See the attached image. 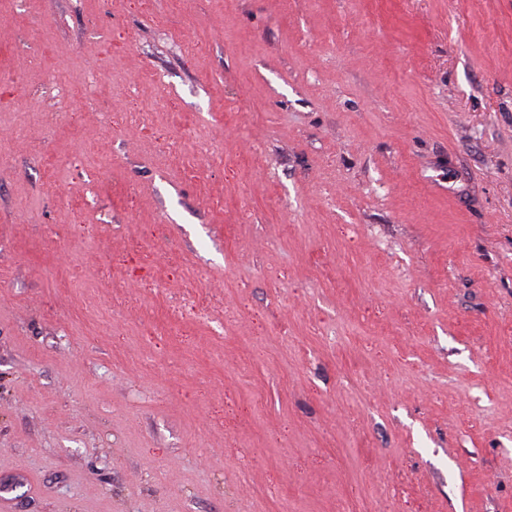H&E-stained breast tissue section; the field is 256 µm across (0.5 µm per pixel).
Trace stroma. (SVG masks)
<instances>
[{"mask_svg":"<svg viewBox=\"0 0 512 512\" xmlns=\"http://www.w3.org/2000/svg\"><path fill=\"white\" fill-rule=\"evenodd\" d=\"M1 501L512 512V0H0Z\"/></svg>","mask_w":512,"mask_h":512,"instance_id":"stroma-1","label":"stroma"}]
</instances>
